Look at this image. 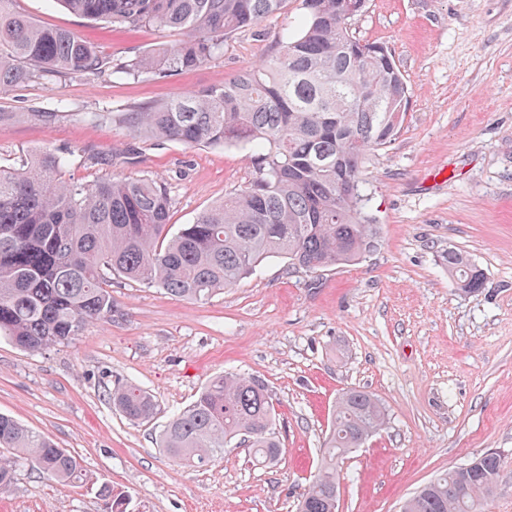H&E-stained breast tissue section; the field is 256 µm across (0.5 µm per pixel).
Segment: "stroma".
I'll use <instances>...</instances> for the list:
<instances>
[{
    "mask_svg": "<svg viewBox=\"0 0 512 512\" xmlns=\"http://www.w3.org/2000/svg\"><path fill=\"white\" fill-rule=\"evenodd\" d=\"M13 7L90 40L112 66L178 39L116 32L54 0ZM303 12L288 0L190 72L134 81L107 70L0 94V168L70 152L67 179H160L172 224L193 223L251 180L247 150L159 141L132 132L125 114L223 85L273 54ZM350 28L392 51L410 96L396 139L363 166L377 248L315 274L272 257L202 302L116 275L114 316L79 339L31 353L1 338L0 412L78 457L83 477L20 468L0 512H105L104 483L129 495L132 512H296L351 388L379 399L387 420L344 458L337 512H401L488 451L502 463L485 512H512V0H368ZM451 251L482 269L480 292L458 290ZM224 372L267 384L284 450L276 467L256 466L240 444L203 468L157 447L168 418ZM120 383L151 394L156 414L125 418L112 405Z\"/></svg>",
    "mask_w": 512,
    "mask_h": 512,
    "instance_id": "35a3bbf8",
    "label": "stroma"
}]
</instances>
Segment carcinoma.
<instances>
[{
    "mask_svg": "<svg viewBox=\"0 0 512 512\" xmlns=\"http://www.w3.org/2000/svg\"><path fill=\"white\" fill-rule=\"evenodd\" d=\"M84 19L119 28L155 27L182 38L112 73L149 78L189 72L214 59L237 31L280 13L288 0H57ZM367 0H303L304 17L277 51L224 85L180 94L125 117L133 131L188 147L241 145L254 176L246 186L171 232L172 199L154 178L62 181L72 154L37 153L0 170V337L41 352L112 316L117 274L187 300L235 287L265 259L282 256L310 273L360 260L379 241L364 212L361 172L367 154L398 135L409 106L404 76L388 49L363 42L349 22ZM0 0V92L35 78L95 75L106 65L71 30L40 25ZM448 272L468 294L481 269L450 251ZM112 405L127 419L152 417L146 392L121 386ZM273 405L259 377L224 373L161 430L158 447L201 468L235 439L256 462L276 465L282 446ZM385 422L371 394L350 389L334 412L322 464L298 512H336L340 461ZM0 493L29 464L59 482L82 476L79 459L11 416L0 414ZM501 457L485 452L418 490L403 512H483L497 487ZM110 512L131 499L103 484Z\"/></svg>",
    "mask_w": 512,
    "mask_h": 512,
    "instance_id": "1",
    "label": "carcinoma"
}]
</instances>
